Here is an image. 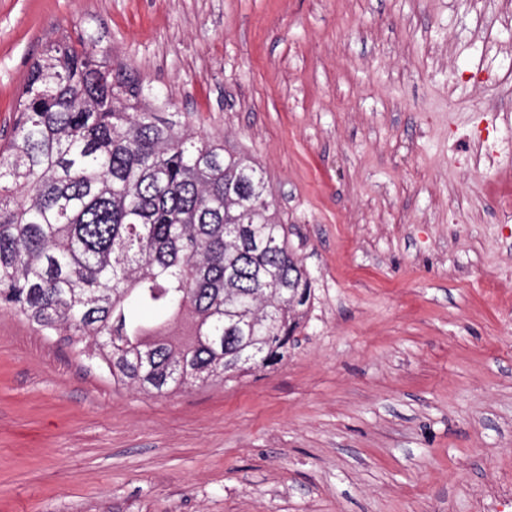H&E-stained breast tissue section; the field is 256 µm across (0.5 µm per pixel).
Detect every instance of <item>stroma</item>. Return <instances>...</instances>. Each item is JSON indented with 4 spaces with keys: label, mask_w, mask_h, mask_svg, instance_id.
<instances>
[{
    "label": "stroma",
    "mask_w": 512,
    "mask_h": 512,
    "mask_svg": "<svg viewBox=\"0 0 512 512\" xmlns=\"http://www.w3.org/2000/svg\"><path fill=\"white\" fill-rule=\"evenodd\" d=\"M62 33L260 164L313 298L165 397L0 310V512H512V0H0V137Z\"/></svg>",
    "instance_id": "1"
}]
</instances>
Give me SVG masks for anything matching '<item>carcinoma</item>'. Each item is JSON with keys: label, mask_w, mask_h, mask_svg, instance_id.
Segmentation results:
<instances>
[{"label": "carcinoma", "mask_w": 512, "mask_h": 512, "mask_svg": "<svg viewBox=\"0 0 512 512\" xmlns=\"http://www.w3.org/2000/svg\"><path fill=\"white\" fill-rule=\"evenodd\" d=\"M155 109L111 58L45 42L0 146V309L165 396L280 361L312 279L260 165Z\"/></svg>", "instance_id": "1"}]
</instances>
